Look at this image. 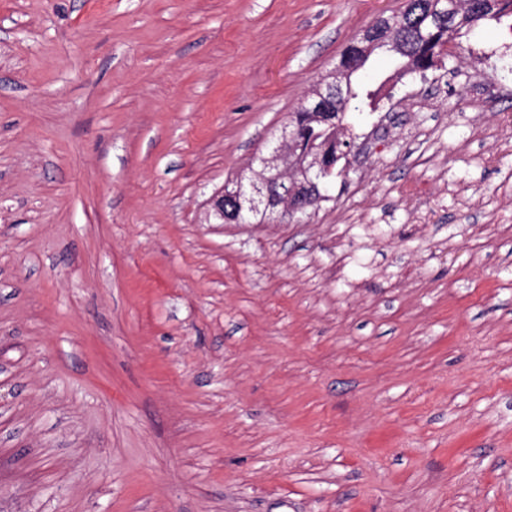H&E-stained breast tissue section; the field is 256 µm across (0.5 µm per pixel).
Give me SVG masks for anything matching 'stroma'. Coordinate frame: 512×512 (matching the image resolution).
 <instances>
[{
    "label": "stroma",
    "mask_w": 512,
    "mask_h": 512,
    "mask_svg": "<svg viewBox=\"0 0 512 512\" xmlns=\"http://www.w3.org/2000/svg\"><path fill=\"white\" fill-rule=\"evenodd\" d=\"M403 0H0V512H512V32L317 207L206 223Z\"/></svg>",
    "instance_id": "35a3bbf8"
}]
</instances>
